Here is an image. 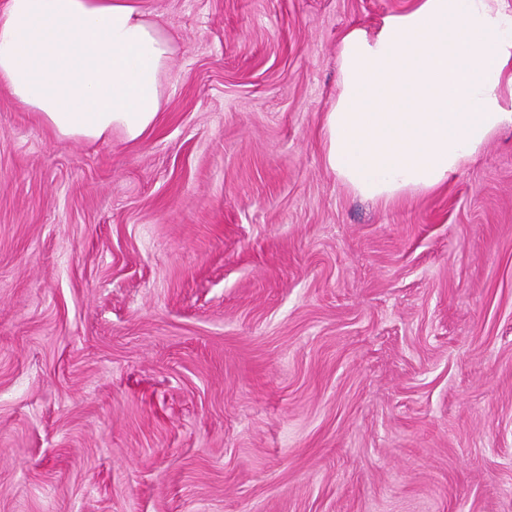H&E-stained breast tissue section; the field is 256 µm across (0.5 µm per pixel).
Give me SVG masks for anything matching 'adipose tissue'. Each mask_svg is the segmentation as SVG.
<instances>
[{"label":"adipose tissue","instance_id":"obj_1","mask_svg":"<svg viewBox=\"0 0 512 512\" xmlns=\"http://www.w3.org/2000/svg\"><path fill=\"white\" fill-rule=\"evenodd\" d=\"M172 39L134 0H7L0 85L58 136L135 142L163 108ZM325 162L389 202L440 188L512 126V0H418L337 46Z\"/></svg>","mask_w":512,"mask_h":512}]
</instances>
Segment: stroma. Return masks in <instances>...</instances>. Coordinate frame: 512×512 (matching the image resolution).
<instances>
[{"mask_svg": "<svg viewBox=\"0 0 512 512\" xmlns=\"http://www.w3.org/2000/svg\"><path fill=\"white\" fill-rule=\"evenodd\" d=\"M142 140L0 86V512H512V128L380 203L336 46L416 0H135Z\"/></svg>", "mask_w": 512, "mask_h": 512, "instance_id": "obj_1", "label": "stroma"}]
</instances>
